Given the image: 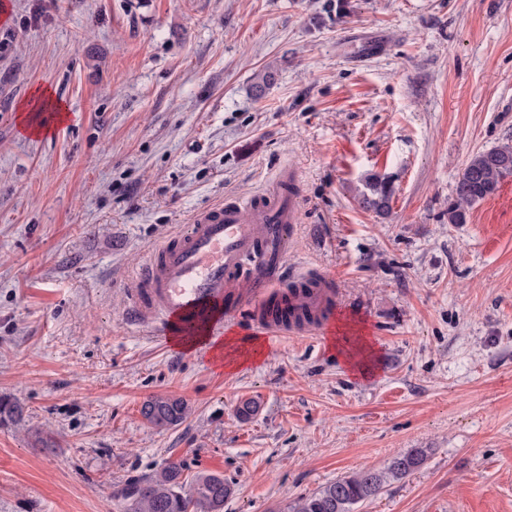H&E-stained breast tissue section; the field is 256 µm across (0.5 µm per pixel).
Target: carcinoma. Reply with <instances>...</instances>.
Segmentation results:
<instances>
[{
  "mask_svg": "<svg viewBox=\"0 0 512 512\" xmlns=\"http://www.w3.org/2000/svg\"><path fill=\"white\" fill-rule=\"evenodd\" d=\"M511 176L512 143L473 155L456 182L455 199L448 206V223H466L469 209L495 194ZM394 193L391 179L373 175L365 181L358 203L384 214L390 209ZM288 319L311 323L315 316L306 305L298 303L288 305ZM188 412L187 403L174 396L153 397L141 409L147 422L159 428L179 425ZM426 458L427 449L413 448L393 456L382 470L366 469L340 477L322 491L302 498L294 512H354V506L377 497L388 483L411 475ZM182 475L181 462L170 460L154 473L125 485L117 493L122 512H224L229 492L224 476L201 472L187 489Z\"/></svg>",
  "mask_w": 512,
  "mask_h": 512,
  "instance_id": "1",
  "label": "carcinoma"
}]
</instances>
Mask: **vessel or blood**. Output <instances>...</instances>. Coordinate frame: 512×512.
Here are the masks:
<instances>
[{"instance_id":"1","label":"vessel or blood","mask_w":512,"mask_h":512,"mask_svg":"<svg viewBox=\"0 0 512 512\" xmlns=\"http://www.w3.org/2000/svg\"><path fill=\"white\" fill-rule=\"evenodd\" d=\"M291 178L283 172L275 190L254 194L247 203L197 212L159 245L126 293L127 322L179 341L186 350L198 338L222 334L234 312L232 300L243 292L255 301L251 326L257 334H309V327L276 320L267 306L270 292L288 280V242L298 221L297 201L286 189ZM306 302L322 326L342 313L326 275L318 277Z\"/></svg>"}]
</instances>
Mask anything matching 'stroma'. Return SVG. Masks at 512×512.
I'll return each mask as SVG.
<instances>
[{
	"instance_id": "stroma-1",
	"label": "stroma",
	"mask_w": 512,
	"mask_h": 512,
	"mask_svg": "<svg viewBox=\"0 0 512 512\" xmlns=\"http://www.w3.org/2000/svg\"><path fill=\"white\" fill-rule=\"evenodd\" d=\"M352 3L0 0V399L23 408L0 512H119L170 460L223 475L224 512H293L412 448L425 464L356 512H512V176L448 221L469 158L512 139V0ZM36 87L67 110L44 137L17 121ZM285 168L288 269L334 278L368 376L326 329L230 369L124 320L154 247ZM371 174L388 215L357 203ZM158 395L188 417L150 425ZM360 339V343L357 346L356 352H350L345 350L342 346V349H338L336 345L337 354L342 356L346 362V364L350 367L351 370L355 372H361V374L365 375L366 369L363 368L366 364L367 360L374 354L373 347L367 343L364 339L358 336ZM361 355V358L359 357ZM189 408L182 399L174 396H156L147 400L141 409L142 416L155 427H173L187 417Z\"/></svg>"
}]
</instances>
